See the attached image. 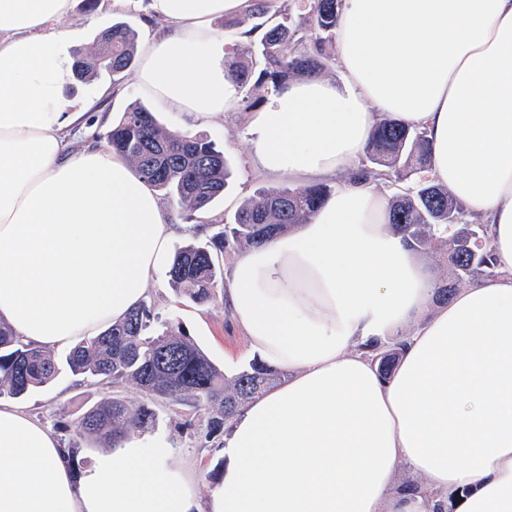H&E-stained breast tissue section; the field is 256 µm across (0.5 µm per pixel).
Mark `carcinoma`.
<instances>
[{
    "mask_svg": "<svg viewBox=\"0 0 512 512\" xmlns=\"http://www.w3.org/2000/svg\"><path fill=\"white\" fill-rule=\"evenodd\" d=\"M343 0H311L304 16L283 14L270 20L257 52L261 67L254 69L235 46L227 49L225 64L245 90L240 106L256 108L261 98L254 91H276L290 81L321 75L332 66L326 46L336 40ZM137 49L136 34L124 22L102 32L96 48L79 53L73 79L84 82L107 73L117 82L131 65ZM106 145L125 156L136 172L192 220L203 216L224 197L230 170L224 152L205 135L174 134L164 128L145 106L134 104L115 120L105 134ZM368 165L357 176L391 187L409 186L389 199V224L415 251L427 250L433 261L448 269L433 303H448L460 288L497 275L488 248V225L473 215L447 187L425 175L430 166L427 131L378 119L368 142ZM324 185L265 187L243 199L235 223L203 244L179 249L166 276L171 288L196 304H206L224 291L221 260L235 248L263 244L275 235L307 223L330 196ZM155 305L133 310L121 322L73 347L65 363L71 374L112 388L114 393L87 410L75 423L76 437H95L116 444L130 429H145L158 419L159 406L189 405L201 411L203 427L194 432L200 448L215 446L229 420L253 399L281 382L284 372L261 360L227 376L181 327L162 324L158 330ZM386 355L378 361L390 374L398 358L397 344L379 347ZM60 373L52 352L23 345L11 328L0 323V397L21 399L51 383ZM132 386L145 396L128 404L115 389Z\"/></svg>",
    "mask_w": 512,
    "mask_h": 512,
    "instance_id": "obj_1",
    "label": "carcinoma"
}]
</instances>
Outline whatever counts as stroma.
Wrapping results in <instances>:
<instances>
[{"label": "stroma", "mask_w": 512, "mask_h": 512, "mask_svg": "<svg viewBox=\"0 0 512 512\" xmlns=\"http://www.w3.org/2000/svg\"><path fill=\"white\" fill-rule=\"evenodd\" d=\"M150 0H97L94 10H87L83 0H76L72 14L62 20L65 28L77 30L78 38L74 50L87 52L96 44L98 35L113 22L127 23L137 38H144L143 27L147 20ZM115 86L114 94L98 96L99 88ZM69 98L85 104L88 112L90 133L74 137L72 150L104 146V134L126 107L135 101L145 102L140 91L135 69H128L120 82L111 77L99 76L77 85L69 91ZM250 112L239 110L226 113L224 119L203 130L216 146L223 150L231 171L229 186L223 199L217 201L207 220L200 222L198 230L184 229L185 217L175 205H168L171 221L178 229L172 239L173 246L184 245L188 240L203 241L225 224L231 223L239 203L254 193L257 188L272 186V179L257 174L251 164L252 144L247 133ZM150 300L155 304L163 321L181 325L189 337L199 344L210 358L226 373L244 368L252 360L243 333L234 325L223 297L211 303L199 305L177 294L168 284L165 274H157L150 281ZM104 396L100 386L83 381L62 372L50 385L34 390L22 398L21 403L31 413L48 423L59 435L61 442L72 436L68 426L83 413L96 405ZM200 416L190 407L160 408L159 422L151 428V435H166L174 439L178 450L174 464H182L185 458H193L196 472V489L199 497H207L214 488L206 475L219 460L218 451L196 447L186 423H198Z\"/></svg>", "instance_id": "obj_1"}]
</instances>
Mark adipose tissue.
Instances as JSON below:
<instances>
[{"label":"adipose tissue","mask_w":512,"mask_h":512,"mask_svg":"<svg viewBox=\"0 0 512 512\" xmlns=\"http://www.w3.org/2000/svg\"><path fill=\"white\" fill-rule=\"evenodd\" d=\"M72 0H0V322L70 347L147 303L174 234L119 153L71 154ZM249 0H151L141 91L203 126L240 94L215 22ZM341 78L272 93L251 121L258 173L341 179L378 115L425 127L431 174L489 223L500 274L427 312L435 283L376 184L343 182L308 223L245 251L226 302L288 378L237 413L206 500L174 442L130 432L74 474L56 432L0 402V512H512V0H345ZM404 345L382 378L373 344ZM416 482L401 487L400 473Z\"/></svg>","instance_id":"ef3b65f1"}]
</instances>
